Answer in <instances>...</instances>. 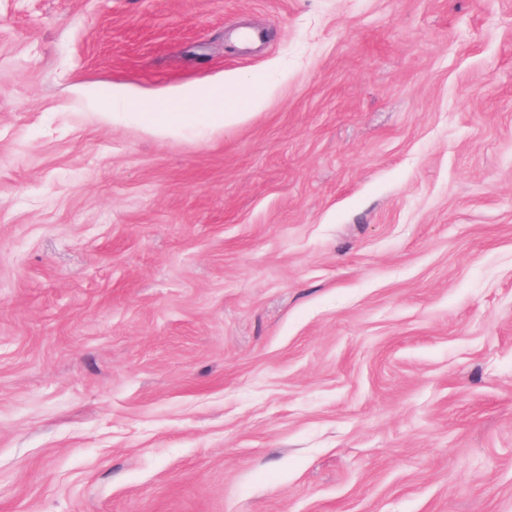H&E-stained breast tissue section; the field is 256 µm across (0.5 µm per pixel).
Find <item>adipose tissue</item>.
<instances>
[{
    "instance_id": "obj_1",
    "label": "adipose tissue",
    "mask_w": 512,
    "mask_h": 512,
    "mask_svg": "<svg viewBox=\"0 0 512 512\" xmlns=\"http://www.w3.org/2000/svg\"><path fill=\"white\" fill-rule=\"evenodd\" d=\"M248 99L213 86L186 93L173 112H144L141 120L149 127L177 131L190 125L221 127L235 120L248 107Z\"/></svg>"
}]
</instances>
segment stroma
I'll list each match as a JSON object with an SVG mask.
<instances>
[{"instance_id": "obj_1", "label": "stroma", "mask_w": 512, "mask_h": 512, "mask_svg": "<svg viewBox=\"0 0 512 512\" xmlns=\"http://www.w3.org/2000/svg\"><path fill=\"white\" fill-rule=\"evenodd\" d=\"M0 512H512V0H0ZM253 103L224 90V86H213L186 93L177 102L178 112H138L149 127L177 131L190 125L222 127L235 120L240 112ZM204 111V112H202Z\"/></svg>"}]
</instances>
